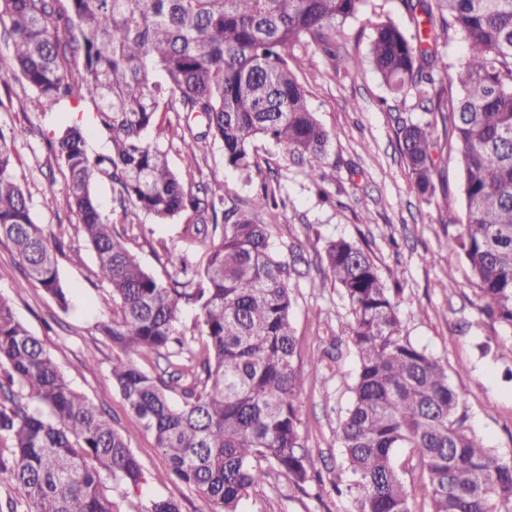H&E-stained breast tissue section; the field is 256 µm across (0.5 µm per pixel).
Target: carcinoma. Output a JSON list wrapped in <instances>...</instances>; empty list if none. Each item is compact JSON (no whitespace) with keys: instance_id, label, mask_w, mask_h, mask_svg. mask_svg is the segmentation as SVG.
I'll list each match as a JSON object with an SVG mask.
<instances>
[{"instance_id":"carcinoma-1","label":"carcinoma","mask_w":512,"mask_h":512,"mask_svg":"<svg viewBox=\"0 0 512 512\" xmlns=\"http://www.w3.org/2000/svg\"><path fill=\"white\" fill-rule=\"evenodd\" d=\"M0 0L17 72L49 105L86 101L109 133L112 150L93 155L83 124L66 126L48 149L68 173L65 200L94 251L97 276L117 313L98 325L119 354L112 384L155 438L166 476L215 506L238 512L248 491L275 474L296 488L311 479L302 451L300 396L306 375L296 365L291 280L297 273L271 250L268 225L185 187L150 140L162 98L205 119L206 131L182 130L185 160H196L201 136L222 144L224 162L247 172L252 145L266 139L324 180L332 133L309 107L293 49L310 39L330 58L337 27L364 0ZM416 35L392 22L374 27L369 62L394 96L408 93L443 111L440 73L448 64L439 40L451 33L467 46L455 67L456 102L445 116L464 173L466 221L458 251L483 299L481 314L512 331V0H401ZM82 71L72 75L74 59ZM420 196H435L433 125L401 121L397 131ZM112 181L122 210L131 205L160 223L186 217L211 227L217 242L206 265L185 255L168 261L163 283L145 270L99 210L93 183ZM276 204L263 183L256 209ZM0 238L10 242L28 276L62 310L70 307L53 252L56 243L34 221L0 130ZM325 270L352 316L358 365L338 439L351 479L337 493L351 512H412L398 455L417 459L429 512H512V459L467 432L462 394L441 360L404 332L395 291L367 252L338 238L324 249ZM185 305L198 308L201 344L179 328ZM165 363L153 376L133 356ZM0 475L22 492L8 512H113L105 480L137 486L142 466L103 413L77 394L0 298ZM180 391L175 404L168 392ZM36 402L33 407L30 402ZM144 512H181L157 497Z\"/></svg>"}]
</instances>
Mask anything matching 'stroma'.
<instances>
[{"instance_id": "1", "label": "stroma", "mask_w": 512, "mask_h": 512, "mask_svg": "<svg viewBox=\"0 0 512 512\" xmlns=\"http://www.w3.org/2000/svg\"><path fill=\"white\" fill-rule=\"evenodd\" d=\"M390 21L406 32L414 27L400 0H366L336 38L339 55L355 60L353 68L308 46L297 72L319 120L335 134L326 160V179L315 185L303 165L266 140H256L258 165L250 173L224 163L220 143H200L193 166L183 162L180 134L187 115L174 99L160 103L165 127L158 138L173 169L187 187H206L225 204L250 213L256 188L264 182L276 190L278 205L254 220L270 227L274 251L290 256L301 251V276L292 281L293 321L298 367L309 377L301 396L302 445L315 481L295 488L286 478L270 479L251 490L241 512H348L347 498L331 484L344 466L337 432L351 399L357 367L348 345L351 317L342 292L325 279L319 254L328 240L344 237L370 254L386 283L400 291V317L411 341L446 361L454 387L463 395L465 426L500 455L512 458V333L492 325L479 313L481 300L470 267L449 262L455 238L465 222L462 171L455 149L435 132V198L417 193L396 139L404 119L440 121L413 96L393 97L368 62L375 24ZM11 41L0 30V130L11 138L15 172L26 190L37 223L62 242L56 254L61 281L73 303L61 310L19 267L9 244L0 241V298L57 359L71 387L107 414L112 427L128 439L144 472L138 486L107 484L114 512H141L145 502L161 496L177 500L182 512H213L214 507L184 485L164 480L166 460L153 436L112 385L114 352L97 326L112 318V298L97 277L94 252L78 230L64 198L65 169L47 150L48 139L88 112L84 103L48 106L10 71ZM105 216L114 224L134 225L126 244L143 267L160 281L174 273L168 252L187 254L204 266L210 240L187 232L184 219L157 223L143 213L123 215L112 184L99 179L93 187ZM83 261H72L73 252ZM342 339L337 363L313 373L330 337Z\"/></svg>"}]
</instances>
